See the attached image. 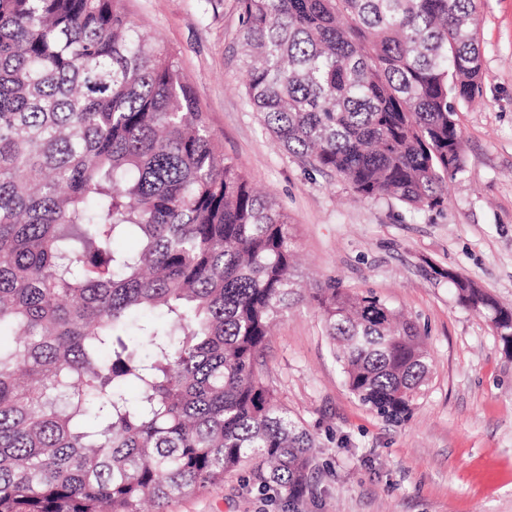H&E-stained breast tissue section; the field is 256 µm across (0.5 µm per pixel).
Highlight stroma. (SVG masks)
Here are the masks:
<instances>
[{"label":"stroma","mask_w":512,"mask_h":512,"mask_svg":"<svg viewBox=\"0 0 512 512\" xmlns=\"http://www.w3.org/2000/svg\"><path fill=\"white\" fill-rule=\"evenodd\" d=\"M132 19L177 53L224 156L286 214L304 286L373 292L419 326L433 358L412 414L392 422L349 392L314 305L290 309L262 377L317 444L313 494L289 502L249 466L166 512H512V355L461 307L455 272L512 307V0H478L483 97L459 108L465 170L443 206L356 200L263 128L232 56L236 0H128Z\"/></svg>","instance_id":"35a3bbf8"}]
</instances>
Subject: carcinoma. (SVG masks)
Segmentation results:
<instances>
[{
  "instance_id": "1",
  "label": "carcinoma",
  "mask_w": 512,
  "mask_h": 512,
  "mask_svg": "<svg viewBox=\"0 0 512 512\" xmlns=\"http://www.w3.org/2000/svg\"><path fill=\"white\" fill-rule=\"evenodd\" d=\"M237 8L245 98L288 153L361 198L443 205L458 106L482 96L475 0ZM448 279L512 355V308ZM305 299L349 391L407 417L431 370L417 324L332 279L299 288L287 217L126 0H0V512H165L244 462L305 499L314 439L257 369Z\"/></svg>"
}]
</instances>
